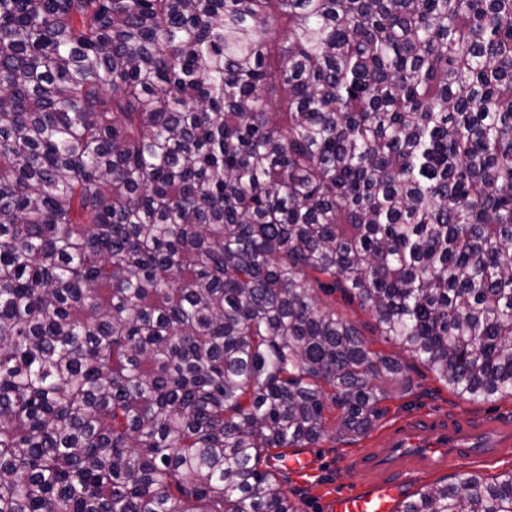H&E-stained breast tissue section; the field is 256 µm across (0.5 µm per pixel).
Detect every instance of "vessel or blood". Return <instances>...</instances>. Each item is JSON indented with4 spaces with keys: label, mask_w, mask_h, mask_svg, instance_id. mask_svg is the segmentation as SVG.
<instances>
[{
    "label": "vessel or blood",
    "mask_w": 512,
    "mask_h": 512,
    "mask_svg": "<svg viewBox=\"0 0 512 512\" xmlns=\"http://www.w3.org/2000/svg\"><path fill=\"white\" fill-rule=\"evenodd\" d=\"M512 453V417L419 412L396 418L347 465L355 487L336 493L330 512H396L416 478L461 461L487 462Z\"/></svg>",
    "instance_id": "1"
}]
</instances>
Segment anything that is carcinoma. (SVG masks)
I'll use <instances>...</instances> for the list:
<instances>
[{
    "instance_id": "obj_1",
    "label": "carcinoma",
    "mask_w": 512,
    "mask_h": 512,
    "mask_svg": "<svg viewBox=\"0 0 512 512\" xmlns=\"http://www.w3.org/2000/svg\"><path fill=\"white\" fill-rule=\"evenodd\" d=\"M337 292L512 398V0H0V512H299L413 390Z\"/></svg>"
}]
</instances>
